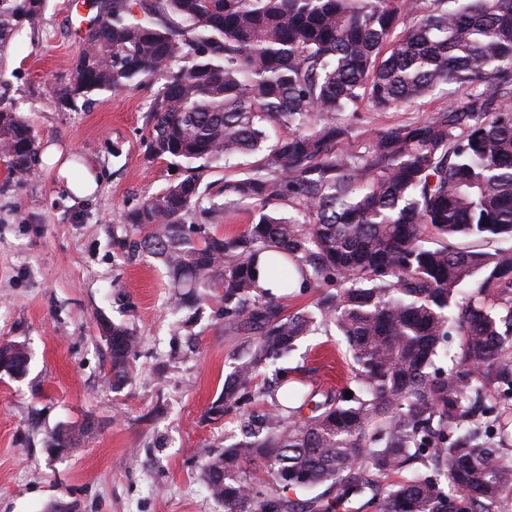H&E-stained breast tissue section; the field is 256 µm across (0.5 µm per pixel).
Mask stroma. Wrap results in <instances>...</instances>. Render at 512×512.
<instances>
[{
    "label": "stroma",
    "mask_w": 512,
    "mask_h": 512,
    "mask_svg": "<svg viewBox=\"0 0 512 512\" xmlns=\"http://www.w3.org/2000/svg\"><path fill=\"white\" fill-rule=\"evenodd\" d=\"M73 0H49L38 30L23 31L0 74V100L18 106L39 147L57 146L98 184L72 196L56 167L39 163L16 182L0 163V342L24 344L30 364L0 372V512H224L202 481L204 461L241 437L252 405L217 406L243 336L224 332L219 299L173 317L164 266L125 246L126 216L176 177L180 161L146 152L148 89L97 92L61 109L50 88L79 44ZM446 85L407 112L363 106L344 121L340 148L364 150L384 127L463 102ZM139 338L127 382L112 386L103 328ZM290 382L350 391V358L334 328L303 337L282 361ZM84 424L78 448L58 455L49 435Z\"/></svg>",
    "instance_id": "obj_1"
}]
</instances>
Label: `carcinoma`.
Instances as JSON below:
<instances>
[{
  "label": "carcinoma",
  "instance_id": "obj_1",
  "mask_svg": "<svg viewBox=\"0 0 512 512\" xmlns=\"http://www.w3.org/2000/svg\"><path fill=\"white\" fill-rule=\"evenodd\" d=\"M47 0H0V63ZM79 49L53 88L65 109L95 91L154 89L150 156L184 176L127 216L142 251L174 288L171 313L208 294L224 331L247 345L218 411L247 397L244 438L202 467L224 512H512V0H83ZM443 84L465 94L426 120L383 128L343 152L346 112L408 111ZM0 144L17 181L37 141L0 101ZM251 156L221 185L208 171ZM248 205L239 236L210 234L225 201ZM437 243L428 245L429 237ZM463 238L470 246H458ZM335 283L308 312L283 313L281 291ZM351 357V397L277 394L264 377L315 324ZM453 367H435L451 332ZM112 385L129 377L138 336L107 325ZM27 372V354L0 345ZM87 426L50 435L80 442ZM418 462L423 471L388 478ZM325 487L311 496L291 497Z\"/></svg>",
  "mask_w": 512,
  "mask_h": 512
}]
</instances>
